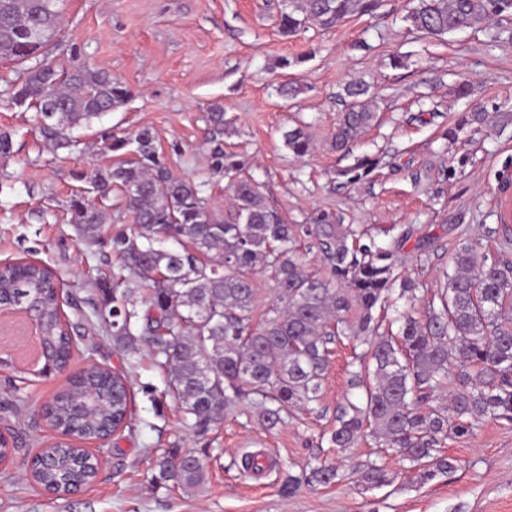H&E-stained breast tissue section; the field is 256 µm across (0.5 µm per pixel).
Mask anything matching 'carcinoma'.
Segmentation results:
<instances>
[{"label": "carcinoma", "instance_id": "1", "mask_svg": "<svg viewBox=\"0 0 512 512\" xmlns=\"http://www.w3.org/2000/svg\"><path fill=\"white\" fill-rule=\"evenodd\" d=\"M63 0H0V59L18 65L5 93L11 104L33 111L32 129L54 151L79 150L74 129L123 105L131 91L109 72L85 63L64 68L52 54L60 31ZM381 0H284L279 32L292 37L313 24L328 30L353 15H373ZM512 15V0H417L405 16L431 36L476 28ZM371 85L354 79L344 86L346 108L333 147L350 150L373 124ZM488 114L467 112L446 129L459 134L483 124ZM210 166L215 173L242 172L245 163L224 150V106L211 104ZM104 148L121 158L72 178L87 184L67 201L69 223L85 244L106 250L119 273L95 283L87 299L95 329L129 359L146 350L168 375V392L200 435L244 404L271 429L290 408L320 400L332 345L347 338L353 348L348 388L336 407L328 435L340 451L367 437L409 462L421 481L449 474L458 460L443 454L445 441L473 435L486 419L512 421V270L493 261L477 264L475 246L463 244L451 257L444 286L424 307L417 288L398 272L396 253L412 229L387 243L318 210L304 234L323 253L329 271L305 269L294 226L265 201L246 177L232 182L233 205L222 217L209 208L199 185L174 174L150 127L117 135L101 129ZM298 157L312 144L303 127L284 133ZM379 159L362 156L337 175L354 184ZM117 199L133 217L130 229L105 227L102 202ZM128 275H123V272ZM272 281L274 302L255 321V274ZM38 295L41 338L52 364L63 368L71 336L62 300L50 273L37 263L0 267V306H22ZM406 301L402 310L397 300ZM394 308L380 331L374 312ZM131 397L121 376L104 367L86 370L56 406L49 424L59 441L48 448L51 468L34 472L39 485L63 498L96 478L80 444L130 424ZM152 479L187 492L205 481L204 465L191 453L172 450L155 462ZM364 489L390 485L395 476L376 460L352 466ZM339 471L313 466L304 481L329 486Z\"/></svg>", "mask_w": 512, "mask_h": 512}]
</instances>
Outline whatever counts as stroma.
<instances>
[{
	"mask_svg": "<svg viewBox=\"0 0 512 512\" xmlns=\"http://www.w3.org/2000/svg\"><path fill=\"white\" fill-rule=\"evenodd\" d=\"M280 8L281 0H64L61 63L105 69L132 90L123 106L83 131V150L72 155L50 153L31 132L28 113L4 93L15 65L0 59V129L14 133L12 154L0 157V261L50 268L73 298L65 308L79 336L72 368L91 359L123 371L132 386L130 426L102 443L106 463L97 481L65 500L39 490L21 464L54 438L39 411L65 379L27 386L32 425L18 440L20 461L0 468V512H512V422L504 420L483 421L473 436L447 441L446 454L460 461L452 473L422 483L387 454L394 483L358 486L351 464L374 458V441L341 453L325 438L347 387L349 342L336 343L312 409L291 410L284 425L268 431L240 406L220 428L199 435L164 396L167 377L149 354L127 359L111 337L85 328L102 258L68 222L71 172L116 161L98 143L97 129L121 135L148 126L175 173L197 183L224 214L231 180L212 174L206 141L215 101L226 112L225 149L247 161V175L287 223H306L321 209L374 234L412 229L398 264L420 297L433 296L463 241L475 243L479 256L512 263L498 192L512 179V124L465 131L452 150L442 138L459 113L512 112V16L439 39L404 22L409 0H383L374 15L284 38L276 28ZM394 55L404 57V67L391 66ZM284 58L292 67H281ZM351 79L373 86L377 120L344 156L331 141ZM461 81L470 83L469 97L455 96ZM289 82L300 88L296 97L278 91ZM295 125L313 145L302 158L282 138ZM363 155L380 157L379 166L367 179L341 185L337 170ZM172 449L202 459L200 490L152 481L157 455ZM246 454L265 465L244 472ZM318 458L338 466L339 482L300 484Z\"/></svg>",
	"mask_w": 512,
	"mask_h": 512,
	"instance_id": "stroma-1",
	"label": "stroma"
}]
</instances>
